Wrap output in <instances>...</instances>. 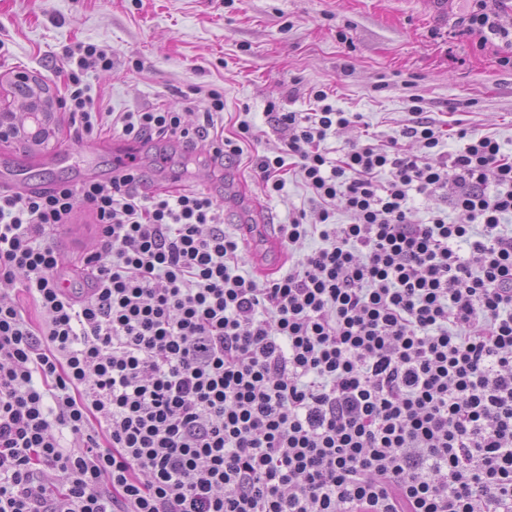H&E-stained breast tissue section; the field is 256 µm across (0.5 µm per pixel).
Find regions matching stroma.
Returning <instances> with one entry per match:
<instances>
[{
  "instance_id": "stroma-1",
  "label": "stroma",
  "mask_w": 512,
  "mask_h": 512,
  "mask_svg": "<svg viewBox=\"0 0 512 512\" xmlns=\"http://www.w3.org/2000/svg\"><path fill=\"white\" fill-rule=\"evenodd\" d=\"M474 7L473 0H0V81L30 73L58 103L49 147L0 142V181L13 191L116 175L122 136L106 129L78 137L60 105L61 50L79 41L112 52L111 70L85 78L100 111L195 113L214 89L224 97L225 136L236 134L240 120L251 124L238 158L217 160L169 136L137 142L133 156L140 192L177 181L207 193L223 205L228 229L255 203L268 224L313 212L294 176L266 195L249 159L283 147L287 135L273 113L312 111L316 87L339 107L364 113L382 140L405 123L417 95L442 129L461 123L512 151V69L500 64L512 56V40L460 33L458 19ZM51 242L66 255L61 279L80 286V257L100 243L90 210L80 208Z\"/></svg>"
}]
</instances>
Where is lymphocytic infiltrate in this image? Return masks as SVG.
Masks as SVG:
<instances>
[{
  "mask_svg": "<svg viewBox=\"0 0 512 512\" xmlns=\"http://www.w3.org/2000/svg\"><path fill=\"white\" fill-rule=\"evenodd\" d=\"M97 67L106 48L64 49L89 137ZM314 99L252 160L266 192L288 167L320 208L280 225L288 269L262 282L205 193L145 196L132 171L0 192V281L21 285L0 293V512H512V152L464 128L449 150L416 96L396 135L332 158L364 115ZM223 118L211 90L194 122L158 107L112 128L239 156L251 126ZM417 195L439 201L428 222ZM83 206L102 244L65 293L49 238Z\"/></svg>",
  "mask_w": 512,
  "mask_h": 512,
  "instance_id": "f902f5d3",
  "label": "lymphocytic infiltrate"
}]
</instances>
